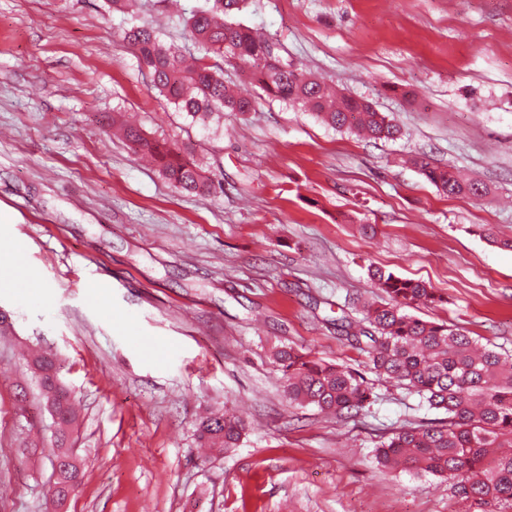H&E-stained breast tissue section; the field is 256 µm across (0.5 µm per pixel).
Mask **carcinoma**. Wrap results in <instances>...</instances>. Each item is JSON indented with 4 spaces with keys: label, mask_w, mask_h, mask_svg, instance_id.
<instances>
[{
    "label": "carcinoma",
    "mask_w": 512,
    "mask_h": 512,
    "mask_svg": "<svg viewBox=\"0 0 512 512\" xmlns=\"http://www.w3.org/2000/svg\"><path fill=\"white\" fill-rule=\"evenodd\" d=\"M242 2L214 0L213 6L191 12L185 20L190 39L224 62L246 67L266 94L300 107L336 130H357L373 140L399 135V125L371 102L328 89L288 62L274 39L226 19ZM121 38L135 52L153 86L191 122L203 123L216 111L245 114L254 109V100L236 94L225 83L224 66L187 59L153 27L133 25L123 30ZM112 125L132 149L154 158L176 189L208 196L222 191L221 183L205 175L191 145L151 140L117 116L112 117ZM414 163L444 193H487L486 186L464 180L446 167L424 158ZM368 276L384 298L363 303L359 321L336 319V330L366 354L376 375L415 392L428 409L447 415L438 425H409L391 433L376 448L378 464L394 473L448 480L454 496L466 505L465 512L489 505L512 512V355L479 346L462 327L409 313L413 306L447 302L426 283L373 265L368 266ZM27 357L44 404L52 410V458L63 459L50 479L55 506L75 490L81 476L70 448L78 412L59 379L55 354L32 350ZM272 360L288 402L298 407L354 417L373 398L364 377L342 364L291 345L275 348ZM245 431L242 418L213 412L197 426L198 446L222 453L238 447Z\"/></svg>",
    "instance_id": "cac0c4a2"
}]
</instances>
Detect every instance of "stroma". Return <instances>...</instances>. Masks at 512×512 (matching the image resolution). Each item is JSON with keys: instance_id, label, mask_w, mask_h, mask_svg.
Returning <instances> with one entry per match:
<instances>
[{"instance_id": "obj_1", "label": "stroma", "mask_w": 512, "mask_h": 512, "mask_svg": "<svg viewBox=\"0 0 512 512\" xmlns=\"http://www.w3.org/2000/svg\"><path fill=\"white\" fill-rule=\"evenodd\" d=\"M207 0H0V512H53L52 419L30 348L57 354L80 408L82 478L67 512H462L447 483L377 468L393 430L441 412L370 373L332 320L378 298L368 266L430 284L419 318L512 354V0H246L233 20L401 126L371 142L269 98L208 126L153 88L120 35L146 23L184 53ZM193 144L223 193L175 190L112 133ZM487 185L447 196L413 163ZM375 227L363 235L361 225ZM493 229L491 243L479 226ZM290 343L366 374L356 417L289 406L271 360ZM242 416L222 454L196 450L210 412Z\"/></svg>"}]
</instances>
